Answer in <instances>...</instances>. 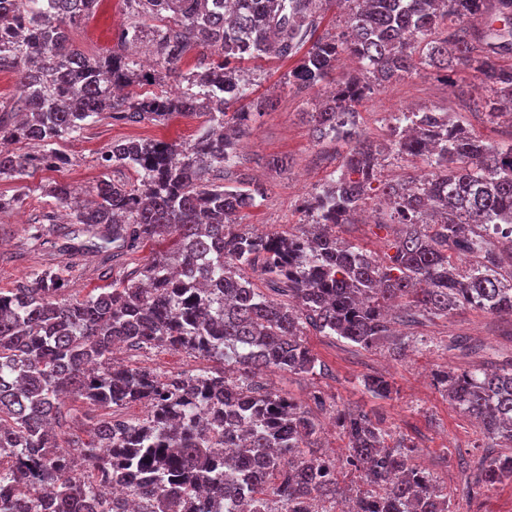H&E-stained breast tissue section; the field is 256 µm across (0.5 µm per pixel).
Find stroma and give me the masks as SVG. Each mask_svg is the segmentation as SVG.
Here are the masks:
<instances>
[{
	"label": "stroma",
	"instance_id": "35a3bbf8",
	"mask_svg": "<svg viewBox=\"0 0 512 512\" xmlns=\"http://www.w3.org/2000/svg\"><path fill=\"white\" fill-rule=\"evenodd\" d=\"M130 25L124 0H100L95 13L79 22L71 33L75 48L104 53L116 48ZM295 58L267 57L243 64L241 73L250 86L252 101L264 108L251 122L239 143L243 168L263 184L267 193L254 207L237 218L242 231L301 234L310 219L305 200L326 182L341 162V146L319 138L310 113L326 99L341 77L332 71L319 85L297 89L288 82ZM490 95L487 85L468 71L444 72L417 66L403 78L373 87L358 108L357 129L364 135L385 140L387 119L393 112H447L461 125L493 144L512 142V120L487 121L476 115L475 102ZM199 116H177L162 124L130 123L104 118L91 123L77 137L58 142L66 161L41 169L21 180L0 181V194L22 195L15 209L0 212V289L14 287L30 273L48 265H67V292L81 298L111 279L148 262L156 252L169 248V241L142 245L123 265L105 271L97 253L89 251L75 266L53 234L40 223L43 214L57 205L46 196L45 185L67 183L80 196L93 193L98 182L111 178V170L100 163L101 153L115 141L148 138L166 143H187L200 132ZM282 157L286 170L271 168L272 157ZM384 206L382 195L366 202V219L338 226L339 239L358 244L376 259L392 254L399 235L394 225H379L376 211ZM304 343L325 365L324 374L306 375L270 371L263 384L291 397L309 410L324 429L314 450L343 454L346 440L332 420L338 409L361 408L380 419L388 432V445L404 442L413 446L417 462L437 478L448 494L451 512H512V483L472 493L470 487L492 459L504 455L500 442L485 436L470 417L453 408L435 375L461 371L473 365L494 370L512 363V317L462 308L446 316H428L419 323L398 324L396 337L362 348L347 340L305 329ZM125 364L146 366L161 374H178L202 368L203 360L185 351L148 349L123 351ZM368 376L385 377L392 385L389 397L369 392L363 385ZM322 393L324 407H316L313 395Z\"/></svg>",
	"mask_w": 512,
	"mask_h": 512
}]
</instances>
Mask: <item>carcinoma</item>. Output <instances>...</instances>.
I'll list each match as a JSON object with an SVG mask.
<instances>
[{
    "mask_svg": "<svg viewBox=\"0 0 512 512\" xmlns=\"http://www.w3.org/2000/svg\"><path fill=\"white\" fill-rule=\"evenodd\" d=\"M99 0H0V72L20 76L19 112L0 122V143L28 141L36 153L0 149V178L20 179L65 161L54 145L81 133L88 119L162 123L174 115L206 117L188 144L135 139L111 144L106 168H133L130 184L103 180L94 199L74 201L70 185L48 190L72 210L78 228L64 234L74 258L102 253L107 269L145 241L173 238L134 275L85 298L65 295L64 267L32 273L0 289V512H326L347 497L348 474L360 477L350 512H450L448 494L416 470L413 448L386 444L368 413L339 410L343 465L304 453L319 433L300 406L252 380L261 368L315 374L324 365L304 344L310 326L370 348L390 334L388 310L403 302L402 321L446 316L459 308L512 315V273L489 246L488 227L512 225V144L493 145L448 113L392 117L388 143L354 129L358 106L373 84L419 64L474 69L493 92L481 104L489 120L512 108V0H349L341 37L323 35L288 73L311 89L343 54L359 71L345 77L312 117L320 134L347 150L339 174L305 205L311 235H249L235 217L266 189L241 177L226 186L208 171L238 163L239 135L261 103L229 111L248 97L239 63L270 54H298L317 29L322 0H125L133 22L121 40L138 38L140 19L171 14L174 24L152 32L161 68L177 73L194 49L206 54L181 75L178 94L138 92L160 83L122 50L89 56L71 44V26ZM484 19L472 29L468 21ZM421 158L432 169L421 183L384 182L388 222L405 225L386 265L336 236L351 223L380 181L384 151ZM482 261L460 271L457 258ZM250 269L265 284L245 275ZM181 349L209 363L195 372L162 376L112 364L114 346ZM237 368L230 381L225 366ZM450 404L475 419L489 438L512 442V365L437 375ZM388 397L383 377L364 379ZM72 395L101 414L94 439L59 449ZM144 406L132 421L124 410ZM126 492L101 490L112 466ZM512 480V456L491 460L477 486Z\"/></svg>",
    "mask_w": 512,
    "mask_h": 512,
    "instance_id": "obj_1",
    "label": "carcinoma"
}]
</instances>
